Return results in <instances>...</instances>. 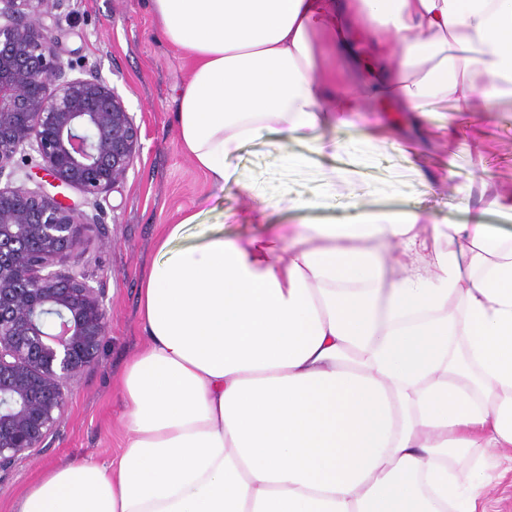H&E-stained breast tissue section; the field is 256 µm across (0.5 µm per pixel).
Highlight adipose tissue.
Segmentation results:
<instances>
[{
    "mask_svg": "<svg viewBox=\"0 0 512 512\" xmlns=\"http://www.w3.org/2000/svg\"><path fill=\"white\" fill-rule=\"evenodd\" d=\"M187 64L180 144L212 188L251 141L321 145L342 74L423 126L512 98V0H149ZM197 236L179 210L139 282L147 336L121 388L124 443L52 469L12 512H477L512 447V233L379 211Z\"/></svg>",
    "mask_w": 512,
    "mask_h": 512,
    "instance_id": "obj_1",
    "label": "adipose tissue"
}]
</instances>
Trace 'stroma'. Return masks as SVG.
Returning <instances> with one entry per match:
<instances>
[{
  "label": "stroma",
  "instance_id": "1",
  "mask_svg": "<svg viewBox=\"0 0 512 512\" xmlns=\"http://www.w3.org/2000/svg\"><path fill=\"white\" fill-rule=\"evenodd\" d=\"M55 49L71 74L105 79L140 128V153L125 180L97 200L68 188V203L90 217L73 272L101 288L108 334L96 364L68 385L69 405L42 448L25 453L0 482V512L47 470L77 459L106 460L123 442L124 407L117 378L144 336L138 321L139 279L154 258V239L177 209L203 206V223L245 217L257 198L276 202L274 222L352 224L362 210H419L442 224L470 222L512 230V217L490 208L489 199L512 192V100L464 117L461 135L449 141L443 120L449 104L432 106L424 133L399 128L376 96L356 80L347 88L362 107L325 132L337 149L312 152L295 141L280 150L267 140L247 144L233 161L224 190L205 181L184 153L175 123L174 98L184 78L181 54L164 42L148 0H58L46 20ZM309 155L288 167L283 152ZM310 209L293 211L289 200ZM501 461L483 506L512 512V448L495 451Z\"/></svg>",
  "mask_w": 512,
  "mask_h": 512
}]
</instances>
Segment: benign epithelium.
<instances>
[{
	"label": "benign epithelium",
	"mask_w": 512,
	"mask_h": 512,
	"mask_svg": "<svg viewBox=\"0 0 512 512\" xmlns=\"http://www.w3.org/2000/svg\"><path fill=\"white\" fill-rule=\"evenodd\" d=\"M56 2L0 0V177L32 151L51 184L95 197L126 177L140 129L105 80L66 76L43 23ZM85 220L39 188L0 186V478L53 433L108 333L102 291L60 270Z\"/></svg>",
	"instance_id": "obj_1"
}]
</instances>
